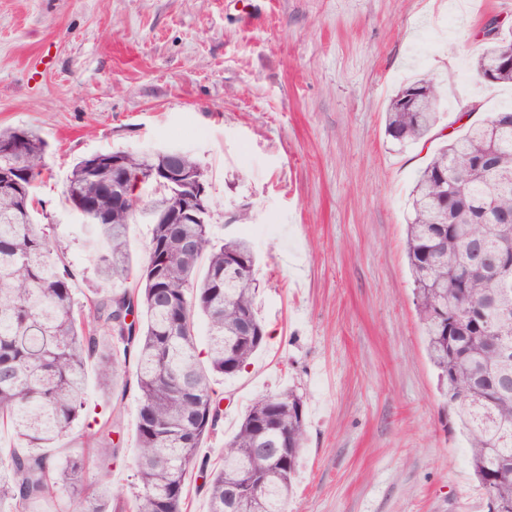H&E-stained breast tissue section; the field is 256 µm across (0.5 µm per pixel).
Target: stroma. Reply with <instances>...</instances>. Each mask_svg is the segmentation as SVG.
I'll use <instances>...</instances> for the list:
<instances>
[{"label": "stroma", "instance_id": "35a3bbf8", "mask_svg": "<svg viewBox=\"0 0 512 512\" xmlns=\"http://www.w3.org/2000/svg\"><path fill=\"white\" fill-rule=\"evenodd\" d=\"M450 0H0V127L39 130L49 174L37 222L53 225L97 284L81 216L65 201L82 158L180 149L205 168L218 237L246 234L268 336L247 370L216 376L219 450L260 395L295 389L306 440L288 512H488L425 351L406 257L409 194L430 149L387 133L390 99L422 75L442 89L439 127L459 134L512 107L475 76L481 18L448 25ZM87 397L121 412L133 447L134 373ZM136 492L131 458L83 485Z\"/></svg>", "mask_w": 512, "mask_h": 512}]
</instances>
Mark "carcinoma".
I'll list each match as a JSON object with an SVG mask.
<instances>
[{
	"label": "carcinoma",
	"mask_w": 512,
	"mask_h": 512,
	"mask_svg": "<svg viewBox=\"0 0 512 512\" xmlns=\"http://www.w3.org/2000/svg\"><path fill=\"white\" fill-rule=\"evenodd\" d=\"M499 45L486 43L477 77L496 70ZM428 94L416 111L391 99L386 130L401 145L427 138L436 127L440 85L417 79ZM47 144L27 128L0 130V421L22 449L0 453V512H28L58 487L82 482V449L96 448L103 470L126 455L112 416L99 419L86 393V370L96 366L98 389L114 394L135 361L139 410L132 452L139 490L134 512H185L184 486L194 474L207 487L209 512H286L300 470L306 426L303 397L293 389L263 395L246 411L209 465L201 448L223 419L212 388L216 375L233 376L263 346L256 309L259 283L249 240H217L212 224H152L148 259L132 265L128 231L145 217L179 204L152 179L142 204L116 205L112 152L100 162L79 160L65 200L86 219L84 246L104 284L82 305L74 300L76 270L66 264L50 227L34 219L35 188L47 168ZM132 178L166 165L206 179L201 163L180 150L123 155ZM464 193L441 207L451 186ZM512 214V125L496 116L471 123L433 153L410 193L407 258L426 351L466 436L480 490L512 512V244L487 212ZM135 278L139 287L125 283ZM137 324H125L129 309ZM206 327L204 351L197 319ZM206 355L207 364L200 361ZM86 424L74 432L79 419ZM75 436L63 461L50 444ZM293 454L277 461L282 436ZM259 474L261 503L242 504L240 473ZM79 512H112V499L82 498Z\"/></svg>",
	"instance_id": "1"
}]
</instances>
